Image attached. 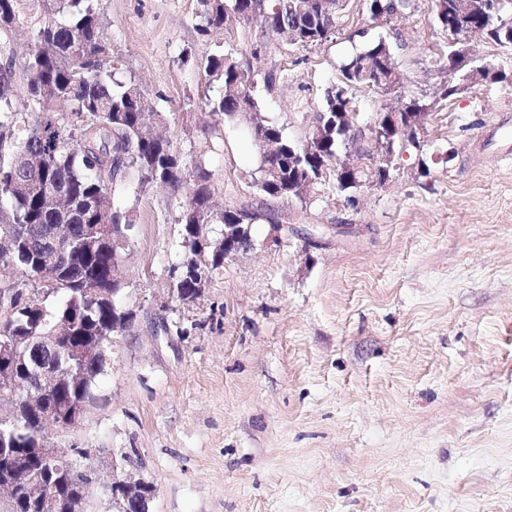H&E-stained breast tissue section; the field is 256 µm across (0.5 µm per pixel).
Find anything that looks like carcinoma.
<instances>
[{
	"label": "carcinoma",
	"instance_id": "carcinoma-1",
	"mask_svg": "<svg viewBox=\"0 0 512 512\" xmlns=\"http://www.w3.org/2000/svg\"><path fill=\"white\" fill-rule=\"evenodd\" d=\"M506 0H489L481 18L458 15L454 0H437L438 23L453 29L456 38L478 34L499 45H512V25L500 23ZM205 28L224 24L230 9L253 20L255 12H266L273 24L268 27L274 40L298 49H310L330 40L336 33V12L342 0H200ZM407 6L403 0H366L370 18L391 13ZM44 24L34 35L26 70L30 74L28 93L33 119L10 108L13 94V60L0 64V224H13L19 247L12 257L19 276L29 282L47 247L45 231L52 224L67 220L60 213L41 206L39 186L47 181L60 193L78 198L97 199L112 194V185L133 169L138 185H156L162 181L180 188L184 180L194 178L191 202L194 214L179 211L178 223L185 234L198 236L197 225L270 224L278 212L264 202H247L222 213L211 210L210 175L202 166L189 175L168 141L154 138L142 122V113L152 111L141 87L134 78L125 82L112 79L106 69L107 60L100 57L103 46L104 21L95 0H43ZM17 24L14 0H0V31ZM206 73L218 74L223 80V95L213 103L212 111L233 120L240 114L251 116L255 140H274L279 152L268 160L271 171L256 182L259 194L268 198H288L296 182L311 177L319 184L326 176L324 167L334 157L336 124L343 133L352 131L350 118L357 112L356 102L347 93L348 85H374L389 94L400 88L405 79L399 69L390 41L379 39L366 50L353 56L341 72L344 81L327 90L325 106L318 119L317 139L309 150L298 151L281 128L260 117L255 98L258 82L271 87L279 72L271 69L258 75L240 61L226 56L208 59ZM32 152L45 158L43 174L34 176L15 168L19 153ZM95 210L86 209L67 222L75 225L81 238L87 229L100 223ZM112 245L86 253L77 247L60 258L57 278L62 302L55 310L34 308L22 291L10 310H0V329L24 336L29 328L51 332L63 327V335L71 345L85 336L112 335ZM180 298L193 302L201 294L198 282L179 270H172ZM89 281L107 284V296L91 303L81 293ZM104 365L87 363L82 377L51 395L52 400L81 401L89 398L90 389ZM24 423L17 427L0 426V443L13 444L12 451L22 463L36 468L54 490L61 505L60 512L78 503L90 476L68 461L44 460L29 449L36 447V413L23 411ZM14 512H42L38 501L23 488L16 491Z\"/></svg>",
	"mask_w": 512,
	"mask_h": 512
}]
</instances>
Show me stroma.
Segmentation results:
<instances>
[{
	"label": "stroma",
	"mask_w": 512,
	"mask_h": 512,
	"mask_svg": "<svg viewBox=\"0 0 512 512\" xmlns=\"http://www.w3.org/2000/svg\"><path fill=\"white\" fill-rule=\"evenodd\" d=\"M117 80L135 78L183 166L210 174L216 210L256 194L261 152L244 121L213 114L208 58H240L259 25L203 29L199 0H97ZM0 32L26 111L27 42L41 0H15ZM436 0L390 23L350 0L320 46L284 44L253 61L262 116L304 143L341 69L398 31V94L356 88L353 139L340 158L376 163L377 113L412 97L434 109L420 147L389 181L344 194L334 178L305 201L270 200L290 229L210 271L200 297L169 295L184 257L175 198L127 173L115 206L136 224L116 337L80 424L49 430L92 449L99 469L127 461L154 488L149 512H512V82L478 81L452 100Z\"/></svg>",
	"instance_id": "stroma-1"
}]
</instances>
